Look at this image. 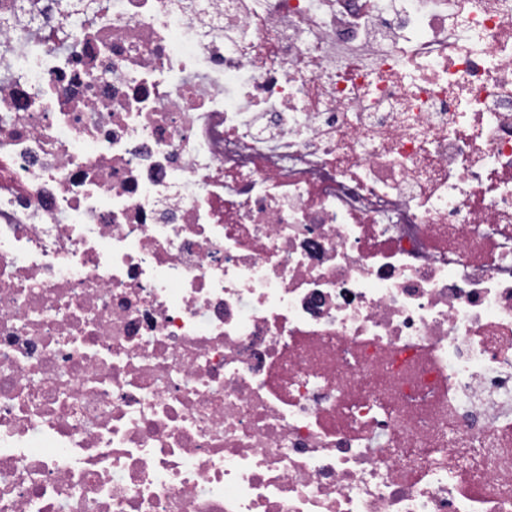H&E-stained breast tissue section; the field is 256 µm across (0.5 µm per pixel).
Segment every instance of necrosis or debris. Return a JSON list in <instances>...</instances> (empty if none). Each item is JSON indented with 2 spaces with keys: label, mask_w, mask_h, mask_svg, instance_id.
Segmentation results:
<instances>
[{
  "label": "necrosis or debris",
  "mask_w": 512,
  "mask_h": 512,
  "mask_svg": "<svg viewBox=\"0 0 512 512\" xmlns=\"http://www.w3.org/2000/svg\"><path fill=\"white\" fill-rule=\"evenodd\" d=\"M0 512H512V0H0Z\"/></svg>",
  "instance_id": "necrosis-or-debris-1"
}]
</instances>
